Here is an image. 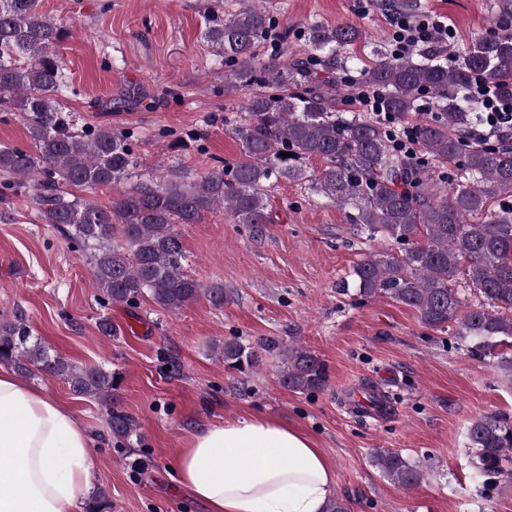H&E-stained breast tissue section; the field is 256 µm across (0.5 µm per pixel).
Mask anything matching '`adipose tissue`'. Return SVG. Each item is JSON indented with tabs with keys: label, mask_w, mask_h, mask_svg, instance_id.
I'll list each match as a JSON object with an SVG mask.
<instances>
[{
	"label": "adipose tissue",
	"mask_w": 512,
	"mask_h": 512,
	"mask_svg": "<svg viewBox=\"0 0 512 512\" xmlns=\"http://www.w3.org/2000/svg\"><path fill=\"white\" fill-rule=\"evenodd\" d=\"M91 446L69 409L0 367V512H78L91 489ZM175 471L208 512H326L336 488L314 440L267 416L193 434Z\"/></svg>",
	"instance_id": "1"
}]
</instances>
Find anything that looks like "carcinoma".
Returning <instances> with one entry per match:
<instances>
[{"label":"carcinoma","instance_id":"cac0c4a2","mask_svg":"<svg viewBox=\"0 0 512 512\" xmlns=\"http://www.w3.org/2000/svg\"><path fill=\"white\" fill-rule=\"evenodd\" d=\"M40 6L41 0H0V112L17 113L30 142L27 148L0 147V172L33 182L41 223L62 228L77 245L94 246L92 282L105 302L135 308L147 295L170 312L202 297L223 305V286L206 288L184 271L176 225L196 224L218 207L239 224H269L267 186L301 175L298 164L319 158L323 168L309 179V190L352 209L349 221L366 239L397 247L356 264L357 296L389 297L434 331L454 323L456 335L470 339L479 355L512 350V205H489L492 198L512 196V146L489 148L464 136L473 120L466 96L472 74L484 73L501 97L512 99V32L478 42L453 64L380 52L356 71L362 83L381 91L383 109L398 119L419 111L424 95L437 110L416 124L419 156L410 158L394 149L380 122L336 110L335 74L352 71L347 50L361 38L359 27L313 23L308 41L318 56L263 59L258 46L271 26L265 9L254 5L227 18L214 13L204 38L226 66L225 91L247 93L244 118L233 128L243 160L195 181L174 170L157 182L136 183L104 208L69 189L93 193L130 179L135 163L128 132L74 128L63 105L67 61L47 52L66 38L67 27ZM445 167L457 170L449 190L434 175ZM462 288L475 293L476 303H463ZM28 341L22 323H0V364L61 378L77 395L111 402V373L79 367ZM217 352L235 369L257 358L236 341ZM281 356L282 387L306 392L326 385L325 366L309 350L290 345ZM109 414L113 430L132 432L126 415ZM468 439L472 475L484 487L512 474L506 468L511 418L485 414L471 424ZM371 462L405 489L423 478L420 465L396 451H377Z\"/></svg>","mask_w":512,"mask_h":512}]
</instances>
